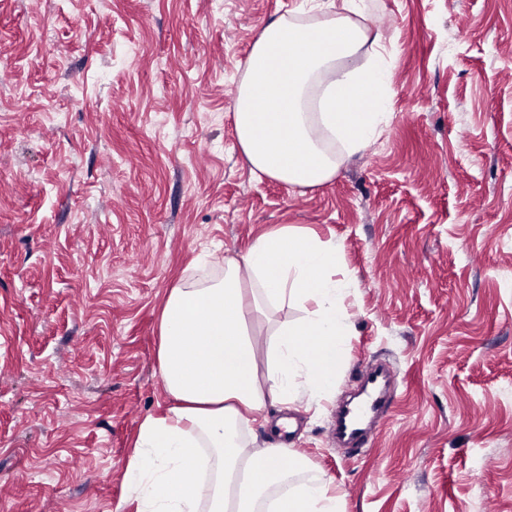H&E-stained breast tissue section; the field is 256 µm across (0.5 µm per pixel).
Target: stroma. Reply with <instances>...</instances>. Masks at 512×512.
<instances>
[{
    "label": "stroma",
    "mask_w": 512,
    "mask_h": 512,
    "mask_svg": "<svg viewBox=\"0 0 512 512\" xmlns=\"http://www.w3.org/2000/svg\"><path fill=\"white\" fill-rule=\"evenodd\" d=\"M390 116L304 190L234 130L261 29L304 0H0V512H135L124 474L168 288L288 224L342 245L336 394L387 361L365 452L302 421L283 465L345 512H512V0H370Z\"/></svg>",
    "instance_id": "obj_1"
}]
</instances>
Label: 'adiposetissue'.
Listing matches in <instances>:
<instances>
[{"label":"adipose tissue","instance_id":"obj_1","mask_svg":"<svg viewBox=\"0 0 512 512\" xmlns=\"http://www.w3.org/2000/svg\"><path fill=\"white\" fill-rule=\"evenodd\" d=\"M366 0L338 11L314 5L280 16L254 41L237 86L234 124L254 176L291 187L331 180L338 167L326 141L345 155L372 144L389 117L391 72L380 36L364 24ZM368 49L364 69L341 62ZM342 248L281 225L224 259L204 284L169 288L159 319L157 363L171 399L166 414L139 425L125 472L136 512H342L326 490L291 487L280 467L285 448H250L241 428L267 405L319 402L333 393L352 331L338 276ZM298 307L267 341L247 320L267 308ZM213 476L198 479L197 450Z\"/></svg>","mask_w":512,"mask_h":512}]
</instances>
